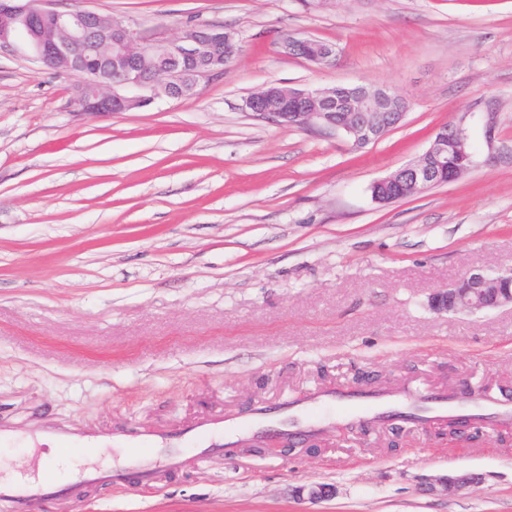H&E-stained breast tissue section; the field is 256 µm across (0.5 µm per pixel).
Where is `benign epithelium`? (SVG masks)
Here are the masks:
<instances>
[{"instance_id": "1", "label": "benign epithelium", "mask_w": 512, "mask_h": 512, "mask_svg": "<svg viewBox=\"0 0 512 512\" xmlns=\"http://www.w3.org/2000/svg\"><path fill=\"white\" fill-rule=\"evenodd\" d=\"M56 0H0V49L23 46L29 57L79 75L85 93L80 100L84 112H128L141 109L162 96L188 97L198 87L224 73L241 50L235 33L224 34L207 23L186 26L181 34L168 37L145 32L119 19L80 6L59 10ZM291 56L303 45L310 47L307 62L319 67L334 65L336 49L306 37L280 41ZM157 53L152 74L145 77L144 55ZM252 114L278 125L298 126L324 133H340L352 146L369 142L389 129L394 117L407 115L399 98L389 91L334 86L314 90L278 88L267 99L255 95L246 101ZM473 152L467 131L452 126L434 136L418 159L376 181L382 187L399 184L419 194L438 184L449 172L459 175L472 165ZM512 270L489 273L468 269L459 278L453 299L438 296L431 308L437 313L483 310L512 306L484 297L486 288H501ZM472 486L466 473L439 476L427 483V491L448 494Z\"/></svg>"}]
</instances>
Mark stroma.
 Here are the masks:
<instances>
[{
	"instance_id": "stroma-1",
	"label": "stroma",
	"mask_w": 512,
	"mask_h": 512,
	"mask_svg": "<svg viewBox=\"0 0 512 512\" xmlns=\"http://www.w3.org/2000/svg\"><path fill=\"white\" fill-rule=\"evenodd\" d=\"M176 36L238 32L222 75L187 98L80 111L74 78L0 51V481L39 478L40 432L71 430L118 468L120 434L182 448L224 420L210 452L151 481L59 488L47 512H512V441L382 426L326 412L287 456L253 452L241 422L277 425L299 398L377 375L399 411L450 398L460 414L512 405V308L434 313L471 267L512 269V0H59ZM288 33L336 47L318 67ZM280 83L386 87L404 121L355 148L276 125L247 98ZM463 126L460 180L382 204L371 187ZM474 473L458 495L429 478ZM322 484L321 501L299 488Z\"/></svg>"
}]
</instances>
